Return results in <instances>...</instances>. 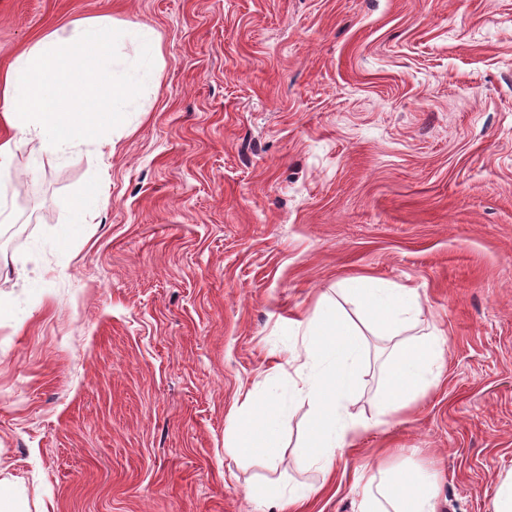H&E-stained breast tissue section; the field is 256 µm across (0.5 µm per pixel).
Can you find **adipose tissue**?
Listing matches in <instances>:
<instances>
[{
    "mask_svg": "<svg viewBox=\"0 0 512 512\" xmlns=\"http://www.w3.org/2000/svg\"><path fill=\"white\" fill-rule=\"evenodd\" d=\"M116 39L108 18H84L74 22L68 38L46 34L0 70V177L24 141L61 156L88 141L106 147L104 133L123 123L133 81L157 76L148 60L133 71L124 67L114 56ZM346 292L381 335L395 340L379 402L382 414L400 412L438 378L445 341L434 336L399 342L419 313L415 289L378 288L372 278L355 277L347 281ZM301 346L305 359L314 364L292 389L293 396L311 406L304 456L329 476L337 455L353 447L360 426L348 405L355 390L354 367L367 344L363 333L326 302L308 321ZM286 415L280 399L247 398L232 419L227 452L276 459ZM355 485L361 491L359 512H436L437 491L430 478L366 464L356 470ZM319 492V487L296 481L284 488H254L249 497L254 512H264L275 500L294 512H307Z\"/></svg>",
    "mask_w": 512,
    "mask_h": 512,
    "instance_id": "1",
    "label": "adipose tissue"
}]
</instances>
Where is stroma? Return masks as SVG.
<instances>
[{"label": "stroma", "mask_w": 512, "mask_h": 512, "mask_svg": "<svg viewBox=\"0 0 512 512\" xmlns=\"http://www.w3.org/2000/svg\"><path fill=\"white\" fill-rule=\"evenodd\" d=\"M107 16L150 27L112 153L19 145L0 200V480L28 512H252L247 491L322 485L358 512L383 458L437 485V512H494L512 474V0H0V69L38 37ZM93 181L92 223L68 204ZM416 289L411 339L438 379L381 415L390 342L340 281ZM337 297L368 336L330 479L226 454L247 397L288 388L301 323Z\"/></svg>", "instance_id": "35a3bbf8"}]
</instances>
